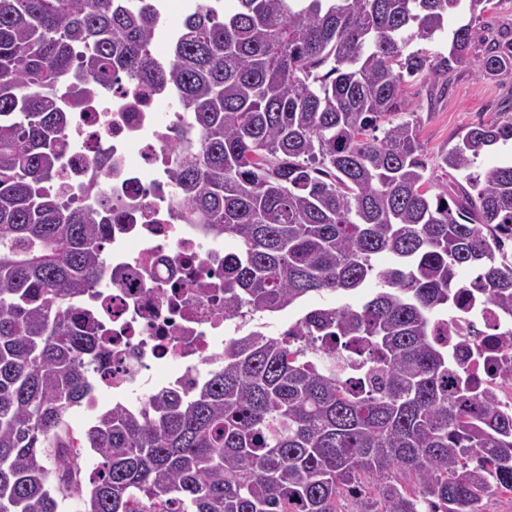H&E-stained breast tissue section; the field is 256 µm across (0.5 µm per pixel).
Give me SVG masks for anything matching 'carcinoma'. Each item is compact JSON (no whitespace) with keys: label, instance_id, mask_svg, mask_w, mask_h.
I'll list each match as a JSON object with an SVG mask.
<instances>
[{"label":"carcinoma","instance_id":"obj_1","mask_svg":"<svg viewBox=\"0 0 512 512\" xmlns=\"http://www.w3.org/2000/svg\"><path fill=\"white\" fill-rule=\"evenodd\" d=\"M237 0L189 12L160 68L153 0H0V512H479L512 495V365L478 384L448 352V310L474 289L512 320V118L440 155L462 177L430 194L404 75L440 92L460 66L512 75V42L453 30L463 2ZM126 76L172 83L189 123L169 144L180 218L224 237V317L378 288L271 336L224 342L190 392L143 410L67 416L112 372L80 297L108 278L112 212L50 190L86 100ZM66 90L69 107L57 96ZM387 255L392 264L375 263ZM476 276L468 283L458 271ZM98 459L75 479L84 449ZM471 18V13L468 10V3L466 2L463 6L462 13L451 16L448 18V32L445 30L443 33L438 34L432 42H416L411 46L412 50L423 49L428 52L441 51L445 55L448 54L449 38L448 34L450 31L457 27L459 24L467 23Z\"/></svg>","mask_w":512,"mask_h":512}]
</instances>
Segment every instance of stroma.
I'll return each instance as SVG.
<instances>
[{"label": "stroma", "instance_id": "1", "mask_svg": "<svg viewBox=\"0 0 512 512\" xmlns=\"http://www.w3.org/2000/svg\"><path fill=\"white\" fill-rule=\"evenodd\" d=\"M485 23V43L472 49L481 56L486 44L512 39V0H491L480 17ZM428 78H406L405 98L421 117L419 137L424 148L434 191L449 189L453 172L442 168L440 154L456 145L467 130L495 120L498 112L512 104V76H482L471 68L455 69L447 94L436 103L427 100Z\"/></svg>", "mask_w": 512, "mask_h": 512}]
</instances>
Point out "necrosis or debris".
<instances>
[{"instance_id":"4bbe7bcc","label":"necrosis or debris","mask_w":512,"mask_h":512,"mask_svg":"<svg viewBox=\"0 0 512 512\" xmlns=\"http://www.w3.org/2000/svg\"><path fill=\"white\" fill-rule=\"evenodd\" d=\"M187 122L167 93L126 80L89 100L66 135L57 181L64 200L122 215L106 252L112 283L86 300L112 339L103 386L116 400L141 404L156 386L200 381L229 329L242 326L224 317L223 239L178 217L166 146ZM501 322L491 305L448 316V343L472 358L476 374L512 358Z\"/></svg>"}]
</instances>
